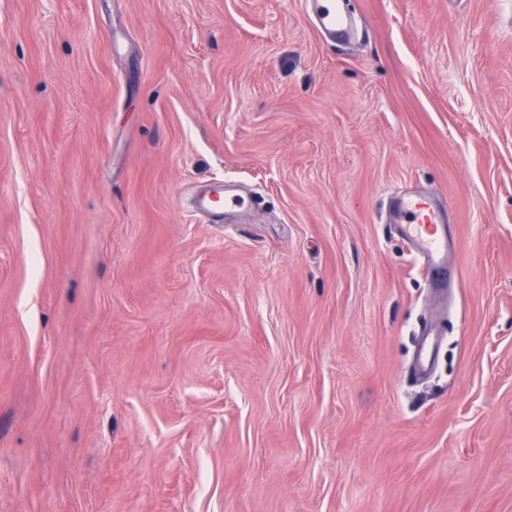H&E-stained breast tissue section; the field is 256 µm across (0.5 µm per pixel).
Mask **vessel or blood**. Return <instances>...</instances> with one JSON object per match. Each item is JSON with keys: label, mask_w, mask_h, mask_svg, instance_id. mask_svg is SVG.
<instances>
[{"label": "vessel or blood", "mask_w": 512, "mask_h": 512, "mask_svg": "<svg viewBox=\"0 0 512 512\" xmlns=\"http://www.w3.org/2000/svg\"><path fill=\"white\" fill-rule=\"evenodd\" d=\"M313 23L329 34L346 32L347 18L337 0H315ZM255 200L234 193L229 185L217 180L196 192L194 209L209 223L222 224L246 216ZM399 231L410 243L422 271L434 280H443L448 270V237L441 229L442 219L432 202L421 195H407L396 202Z\"/></svg>", "instance_id": "obj_1"}]
</instances>
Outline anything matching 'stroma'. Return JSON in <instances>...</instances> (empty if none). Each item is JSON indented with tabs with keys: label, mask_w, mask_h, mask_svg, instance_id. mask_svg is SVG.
<instances>
[{
	"label": "stroma",
	"mask_w": 512,
	"mask_h": 512,
	"mask_svg": "<svg viewBox=\"0 0 512 512\" xmlns=\"http://www.w3.org/2000/svg\"><path fill=\"white\" fill-rule=\"evenodd\" d=\"M341 5L0 0V512H512V0ZM315 13L312 19L315 26L323 28L330 35L336 38V32L341 36H347V16L339 10L336 0H316L314 2ZM220 201H224L222 208ZM256 204L254 199H245L235 194L222 180L214 181L210 187L196 192L194 198L195 211L207 218L210 224L242 219ZM399 231L410 243L420 261L421 270L435 281L443 280L448 271V237L439 212L421 195H407L396 201ZM432 336H436L433 333H428L423 339L416 363L414 365V371L418 375H425L434 365L436 358V341Z\"/></svg>",
	"instance_id": "1"
}]
</instances>
